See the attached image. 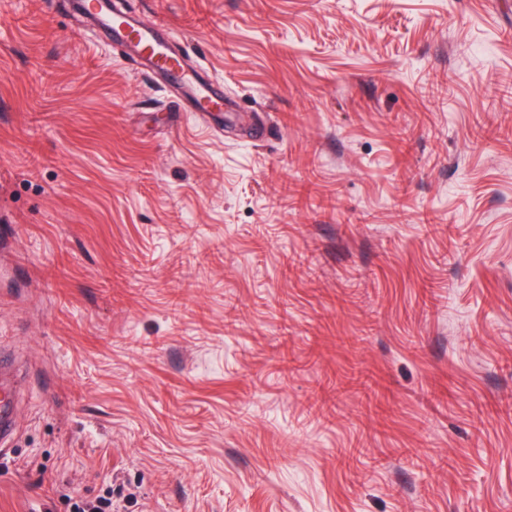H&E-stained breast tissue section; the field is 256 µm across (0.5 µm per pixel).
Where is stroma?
Segmentation results:
<instances>
[{
    "label": "stroma",
    "instance_id": "1",
    "mask_svg": "<svg viewBox=\"0 0 512 512\" xmlns=\"http://www.w3.org/2000/svg\"><path fill=\"white\" fill-rule=\"evenodd\" d=\"M121 7L236 109L0 0V512H512V0Z\"/></svg>",
    "mask_w": 512,
    "mask_h": 512
}]
</instances>
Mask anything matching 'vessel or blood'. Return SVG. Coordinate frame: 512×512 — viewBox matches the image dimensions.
I'll list each match as a JSON object with an SVG mask.
<instances>
[{
	"label": "vessel or blood",
	"instance_id": "vessel-or-blood-1",
	"mask_svg": "<svg viewBox=\"0 0 512 512\" xmlns=\"http://www.w3.org/2000/svg\"><path fill=\"white\" fill-rule=\"evenodd\" d=\"M79 10L105 39L130 46L131 59L141 71L161 75L170 87L182 90L181 105L186 110L223 111V85L187 68L172 51L163 25H145L119 16L114 0H80Z\"/></svg>",
	"mask_w": 512,
	"mask_h": 512
}]
</instances>
